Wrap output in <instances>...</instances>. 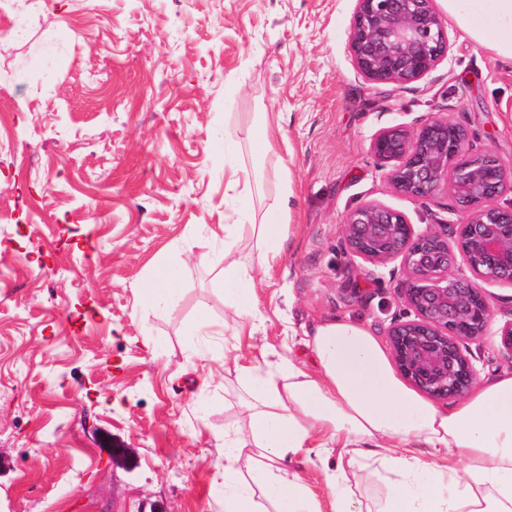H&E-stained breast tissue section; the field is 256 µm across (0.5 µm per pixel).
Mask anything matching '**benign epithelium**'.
I'll use <instances>...</instances> for the list:
<instances>
[{
  "label": "benign epithelium",
  "mask_w": 512,
  "mask_h": 512,
  "mask_svg": "<svg viewBox=\"0 0 512 512\" xmlns=\"http://www.w3.org/2000/svg\"><path fill=\"white\" fill-rule=\"evenodd\" d=\"M350 51L370 83L423 78L448 55L437 0H356ZM370 151L396 190L421 200L444 191L463 214L457 224L417 230L404 214L367 202L339 228L349 258L373 266L399 259L407 274L404 293L415 317L387 330L398 371L436 400L460 397L478 379L470 344L492 321L485 285L512 286V207L493 204L512 189V160L472 151L466 129L441 115L411 130H378Z\"/></svg>",
  "instance_id": "obj_1"
}]
</instances>
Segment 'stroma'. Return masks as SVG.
<instances>
[{"mask_svg": "<svg viewBox=\"0 0 512 512\" xmlns=\"http://www.w3.org/2000/svg\"><path fill=\"white\" fill-rule=\"evenodd\" d=\"M0 12V512H217L225 425L248 412L225 357L276 362L289 332L340 319L380 342L410 320L399 262L345 256L339 226L377 202L456 224L450 197L395 190L370 152L382 128L440 114L512 158V61L448 26L422 79L372 84L349 47L355 0H12ZM281 130L253 142L261 115ZM261 217L288 199L289 238L259 314L228 309L198 227L233 224L230 180ZM175 290L147 303L158 266ZM483 380L512 371L493 285ZM125 460L112 459L113 448Z\"/></svg>", "mask_w": 512, "mask_h": 512, "instance_id": "1", "label": "stroma"}]
</instances>
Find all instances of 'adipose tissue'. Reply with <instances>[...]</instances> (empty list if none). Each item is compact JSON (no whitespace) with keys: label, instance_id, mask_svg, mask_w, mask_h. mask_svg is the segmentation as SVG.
Listing matches in <instances>:
<instances>
[{"label":"adipose tissue","instance_id":"adipose-tissue-1","mask_svg":"<svg viewBox=\"0 0 512 512\" xmlns=\"http://www.w3.org/2000/svg\"><path fill=\"white\" fill-rule=\"evenodd\" d=\"M475 42L512 60V0H443ZM209 254L214 286L236 316L253 315L256 271L278 264L289 231L281 205L262 222L223 225ZM254 239L240 252L243 239ZM314 357L264 367L233 361L247 427L224 428V512H320L292 461L321 460L332 512H512V372L440 404L409 388L367 328L328 321L307 332ZM335 465H328V458ZM380 479L382 498L363 505L359 474Z\"/></svg>","mask_w":512,"mask_h":512}]
</instances>
